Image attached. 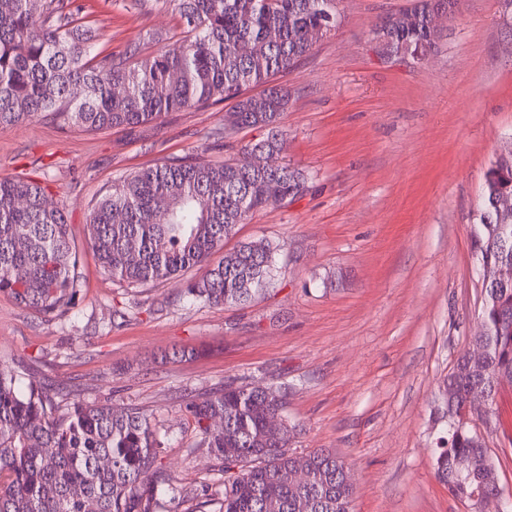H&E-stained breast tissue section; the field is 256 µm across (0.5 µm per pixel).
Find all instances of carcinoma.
Here are the masks:
<instances>
[{
  "instance_id": "obj_1",
  "label": "carcinoma",
  "mask_w": 512,
  "mask_h": 512,
  "mask_svg": "<svg viewBox=\"0 0 512 512\" xmlns=\"http://www.w3.org/2000/svg\"><path fill=\"white\" fill-rule=\"evenodd\" d=\"M180 17L184 36L156 54L96 51L72 0H0V127L34 117L100 131L135 128L170 112L231 101L228 139L263 136L219 164L184 159L136 171L112 187L88 224L93 256L112 280L144 286L197 267L185 293L205 305L245 304L276 277L278 247L266 239L211 256L253 213L300 195L307 178L282 159L288 95L275 76L307 57L341 22L326 0H156ZM461 0H412L374 31L392 51L425 58L438 50L440 21ZM254 87L258 94H248ZM472 250L488 277L481 327L456 359L437 411L439 481L457 499L481 489L497 512L500 473L485 437L465 420L468 396L493 399L512 378V134L484 173ZM77 252L64 209L30 178L0 179V292L40 314L69 310ZM288 387L226 384L186 406L201 445L224 471L219 512H352L351 473L335 452L298 455L299 425L277 429ZM165 441L136 408L75 399L59 409L53 388L0 365V512H173L165 498Z\"/></svg>"
}]
</instances>
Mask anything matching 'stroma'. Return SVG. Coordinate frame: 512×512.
I'll return each instance as SVG.
<instances>
[{
    "label": "stroma",
    "mask_w": 512,
    "mask_h": 512,
    "mask_svg": "<svg viewBox=\"0 0 512 512\" xmlns=\"http://www.w3.org/2000/svg\"><path fill=\"white\" fill-rule=\"evenodd\" d=\"M99 50L157 52L181 32L154 0H82ZM410 0H341V22L278 77L290 94L285 160L308 190L238 225L225 248L264 238L282 270L269 294L241 305L191 303L187 281L121 285L95 263L85 224L113 183L187 157L236 158L258 138L214 140L226 104L128 129L85 131L35 118L0 127V178L27 176L62 206L82 254L76 303L43 315L0 294V363L72 399L137 407L164 437L180 512H218L223 476L186 406L226 383L289 387L297 451L327 448L348 467L353 512H468L433 466V410L478 329L481 281L472 214L484 173L512 133V9L463 0L425 61L388 59L372 32ZM124 319L114 320L115 309ZM196 349L162 363L164 353ZM488 437L512 490V387Z\"/></svg>",
    "instance_id": "1"
}]
</instances>
